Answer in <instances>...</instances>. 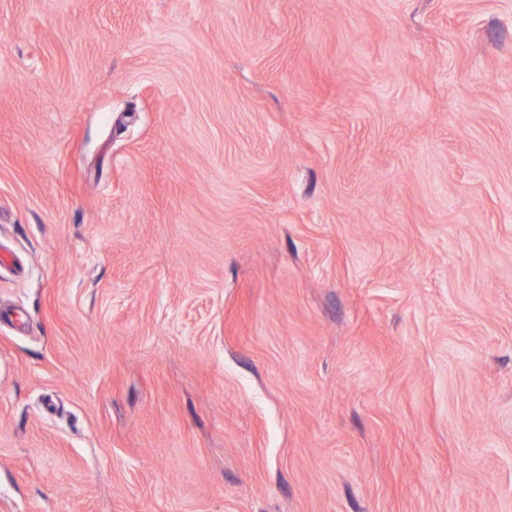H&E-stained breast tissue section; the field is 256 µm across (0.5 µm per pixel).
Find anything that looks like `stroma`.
Returning <instances> with one entry per match:
<instances>
[{"instance_id":"1","label":"stroma","mask_w":512,"mask_h":512,"mask_svg":"<svg viewBox=\"0 0 512 512\" xmlns=\"http://www.w3.org/2000/svg\"><path fill=\"white\" fill-rule=\"evenodd\" d=\"M0 512H512V0H0Z\"/></svg>"}]
</instances>
